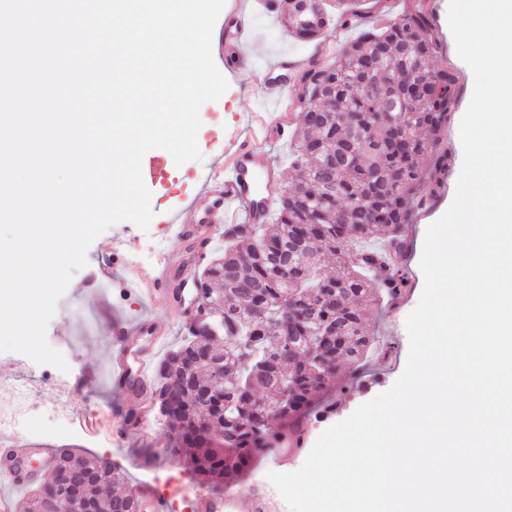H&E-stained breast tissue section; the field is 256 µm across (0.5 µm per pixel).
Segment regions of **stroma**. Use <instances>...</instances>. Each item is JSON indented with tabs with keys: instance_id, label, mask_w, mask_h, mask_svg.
Listing matches in <instances>:
<instances>
[{
	"instance_id": "35a3bbf8",
	"label": "stroma",
	"mask_w": 512,
	"mask_h": 512,
	"mask_svg": "<svg viewBox=\"0 0 512 512\" xmlns=\"http://www.w3.org/2000/svg\"><path fill=\"white\" fill-rule=\"evenodd\" d=\"M360 32L359 25L338 23L321 39L302 42L289 32L283 18L272 20L258 13L252 18L248 44L242 48L225 46L224 55L216 66L227 79L229 88L224 100L204 103L200 109L204 132L197 143L201 160L178 166L166 150H152V157L162 160L163 174L144 180L152 193L151 207L155 213L149 229L144 231L133 223L121 222L99 235L87 252L86 266L72 277L47 325V342L64 355L68 371L48 364L34 365L17 352H0V380L18 377L33 368L39 373L29 395L32 410L23 441L54 449L70 447L84 456L105 459L124 474L127 483L143 481L160 492L169 484L196 483L195 474L174 451L169 430L161 420H154L149 428L132 432L119 444L88 441L75 427L73 413L118 404L123 399L122 393L112 387L105 375L107 348L104 340L114 316L131 319L147 314L170 321L172 331L166 341L170 347L183 339L187 321L186 315L176 311L166 296L157 297L146 305L134 295L113 296L108 288H98L93 297L88 296L87 290L98 275L114 237L126 238L129 250L145 252L143 263H126L125 277L137 278L159 264L160 255L147 251L151 237L162 235L166 240H173L175 230L167 224L166 218L185 202L197 198L202 181L224 149L225 134L238 129L246 113L261 111L266 103L281 102L279 89L264 82L266 66L280 55L306 54L315 49L328 60H335ZM460 169V163H453L444 181V190L429 214H415L404 227L409 244L405 269L410 286L398 300L384 301L368 314L365 329L369 335L377 336L380 346L370 351L364 369L353 383L329 387L319 399L317 409L301 420L299 443L287 446V465H280L275 452L262 454L246 474L230 483V490L245 498L255 490L270 488L268 472L283 468L291 472L298 470L321 433L348 418L361 404L388 390L403 372L408 354L405 321L418 304L424 287L420 269L424 235L427 227L450 206Z\"/></svg>"
}]
</instances>
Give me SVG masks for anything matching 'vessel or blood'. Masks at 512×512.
Returning <instances> with one entry per match:
<instances>
[{"label": "vessel or blood", "mask_w": 512, "mask_h": 512, "mask_svg": "<svg viewBox=\"0 0 512 512\" xmlns=\"http://www.w3.org/2000/svg\"><path fill=\"white\" fill-rule=\"evenodd\" d=\"M248 0H226L224 7L228 23L222 38L238 44L250 39L251 25L247 12ZM303 58L293 55L279 56L268 68L274 74V83L280 90H287L288 74L300 71ZM246 133L225 137L224 154L228 165L213 170L208 181L205 208L189 205L173 211L169 223L175 224L178 234L199 224L222 225L235 228L242 224H262L268 221L275 205L273 187L280 179V165L265 145L272 140L287 138L292 117H275L271 112H252L247 117ZM169 268L141 275L131 286L145 301H153L160 294L167 293ZM129 320L114 319L109 331V363L107 372L116 387L124 389L133 399L140 423H147L151 407L143 392L150 378L155 351L166 341L170 326L157 320L141 322L140 331L149 333L152 347L129 363L130 350L136 345ZM54 453L38 445H24L17 437L0 436V474L9 477L10 489H0V512H17L16 489L32 484L52 466ZM188 503V512H288L282 498L270 492H260L249 498H242L231 491L212 492L201 487L183 489ZM138 512H173L171 497L156 493L149 486L137 491Z\"/></svg>", "instance_id": "1"}]
</instances>
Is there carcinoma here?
I'll use <instances>...</instances> for the list:
<instances>
[{
  "mask_svg": "<svg viewBox=\"0 0 512 512\" xmlns=\"http://www.w3.org/2000/svg\"><path fill=\"white\" fill-rule=\"evenodd\" d=\"M348 2L321 0L326 24L315 30L299 27L291 0L283 13L297 39L315 41L333 21L356 17ZM440 46L431 12L413 8L366 30L337 61L318 59L299 74L317 116L309 122L297 114L295 178L278 192L275 223L239 230L195 281L197 298L224 317V343L209 353L197 349L188 323L186 338L155 372L172 400L163 416L173 447L213 489L274 447L271 422L294 429L333 381L353 376L375 343L364 330L367 307L406 291L407 278L392 264L407 247L402 226L431 204L454 162L442 132L460 73L448 60L428 66ZM374 238L385 240V252L363 248L349 256L354 242ZM288 242L297 261L284 271L272 254ZM217 359L224 360V381L214 388ZM73 457L90 474L78 492L96 512H137L134 494L112 491L124 475L110 462L61 448L54 468ZM49 500L65 512L81 508L45 482L20 503L21 512H43Z\"/></svg>",
  "mask_w": 512,
  "mask_h": 512,
  "instance_id": "carcinoma-1",
  "label": "carcinoma"
}]
</instances>
